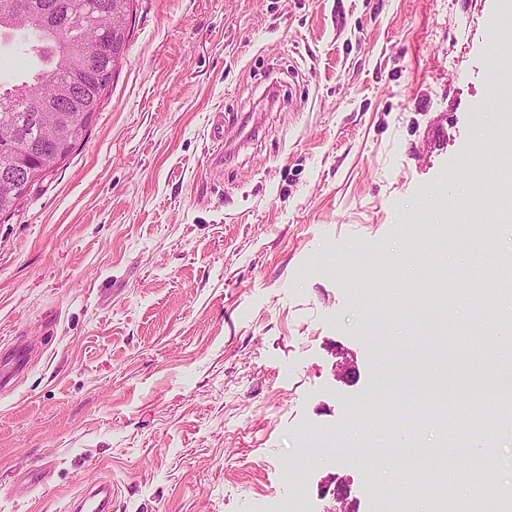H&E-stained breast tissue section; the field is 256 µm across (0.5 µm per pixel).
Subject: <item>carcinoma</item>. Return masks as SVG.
I'll return each mask as SVG.
<instances>
[{"label": "carcinoma", "instance_id": "carcinoma-1", "mask_svg": "<svg viewBox=\"0 0 512 512\" xmlns=\"http://www.w3.org/2000/svg\"><path fill=\"white\" fill-rule=\"evenodd\" d=\"M132 0H11L0 2V42L33 32L41 43L46 68L18 85L0 88V179L19 171L35 178L55 168L74 145L51 141L57 127L73 124L76 141L86 137L90 121L116 71L112 43L124 36L112 32V11H130ZM28 11V28L13 25V10ZM85 39L97 40L104 50L93 62L82 56ZM474 306L486 310L512 284V274L500 263H484L477 280L470 281ZM468 420L467 438L484 441L502 425L512 423V393L497 392L492 406L469 397L462 399Z\"/></svg>", "mask_w": 512, "mask_h": 512}]
</instances>
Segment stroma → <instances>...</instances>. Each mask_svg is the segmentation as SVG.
Masks as SVG:
<instances>
[{"label":"stroma","instance_id":"obj_1","mask_svg":"<svg viewBox=\"0 0 512 512\" xmlns=\"http://www.w3.org/2000/svg\"><path fill=\"white\" fill-rule=\"evenodd\" d=\"M502 0H133L121 63L84 141L0 218V346L28 343L0 388V512H68L99 478L112 512H388L402 470L333 440L390 448L393 406L354 404L422 351L448 386L492 364L473 306L429 285L480 224L491 263L512 223L468 207L501 147L478 122ZM224 118L232 158L210 136ZM322 448L310 469L301 449Z\"/></svg>","mask_w":512,"mask_h":512}]
</instances>
